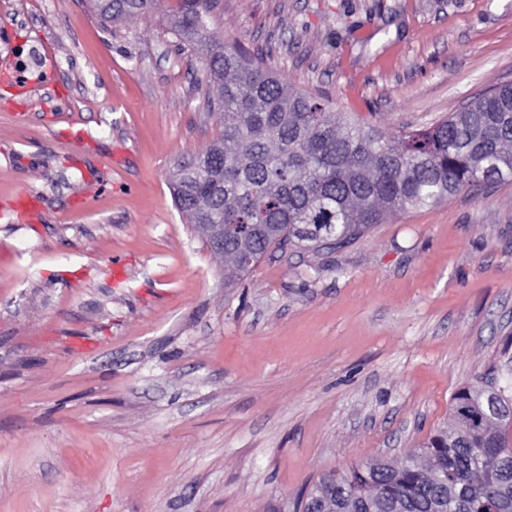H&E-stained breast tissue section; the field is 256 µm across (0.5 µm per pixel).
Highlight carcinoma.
Here are the masks:
<instances>
[{
	"mask_svg": "<svg viewBox=\"0 0 512 512\" xmlns=\"http://www.w3.org/2000/svg\"><path fill=\"white\" fill-rule=\"evenodd\" d=\"M174 28L215 89L222 131L177 160L179 212L224 225V282L273 246L339 247L411 208L512 175V86L426 130L387 136L290 88L236 44L209 35L211 0H177ZM164 0H95L106 20L145 17ZM295 512H512V355L453 397L449 421L398 463L372 459L318 481Z\"/></svg>",
	"mask_w": 512,
	"mask_h": 512,
	"instance_id": "1",
	"label": "carcinoma"
}]
</instances>
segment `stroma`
<instances>
[{
  "label": "stroma",
  "instance_id": "1",
  "mask_svg": "<svg viewBox=\"0 0 512 512\" xmlns=\"http://www.w3.org/2000/svg\"><path fill=\"white\" fill-rule=\"evenodd\" d=\"M212 14L216 39L392 136L512 83V0ZM4 69L0 512H294L324 474L423 443L512 344V177L228 283L171 194L221 125L169 10L111 25L91 0H0Z\"/></svg>",
  "mask_w": 512,
  "mask_h": 512
}]
</instances>
